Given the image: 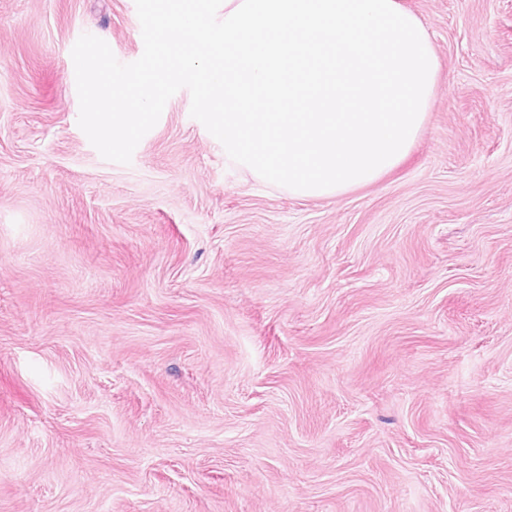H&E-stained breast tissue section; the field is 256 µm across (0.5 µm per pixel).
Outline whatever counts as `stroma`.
<instances>
[{"instance_id":"35a3bbf8","label":"stroma","mask_w":512,"mask_h":512,"mask_svg":"<svg viewBox=\"0 0 512 512\" xmlns=\"http://www.w3.org/2000/svg\"><path fill=\"white\" fill-rule=\"evenodd\" d=\"M442 69L377 182L241 171L180 89L78 125L134 0H0V512H512V0H402Z\"/></svg>"}]
</instances>
